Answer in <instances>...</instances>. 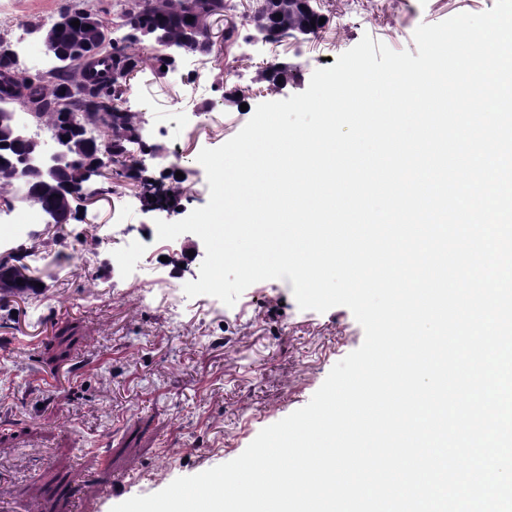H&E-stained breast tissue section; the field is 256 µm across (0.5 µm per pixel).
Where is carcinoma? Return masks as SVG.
Wrapping results in <instances>:
<instances>
[{"label":"carcinoma","instance_id":"carcinoma-1","mask_svg":"<svg viewBox=\"0 0 512 512\" xmlns=\"http://www.w3.org/2000/svg\"><path fill=\"white\" fill-rule=\"evenodd\" d=\"M123 2L118 19L129 33L120 42H113L108 22L101 19L94 45L83 48L75 41L81 28L70 25L57 33L55 44L56 51L67 55V61L35 79L22 75L14 53L0 52V113L10 112L9 97L24 95L33 103L29 120L52 127L54 139L59 142L67 138L69 169L34 186V207L46 214L51 224H68L76 219L77 209L63 203L64 198L71 197L66 188L86 182L90 174L110 164L115 166L116 175L138 183L149 200L159 193L172 202L182 194L179 185L167 186L146 175L145 167L128 160L133 144L153 154L157 147L143 142L141 113L126 110L122 98L130 75L144 63L153 60L173 66L165 46L173 43L186 53H210L205 43L209 39L207 26L210 18L224 13V0H196L200 8L197 14L184 6L185 0ZM256 6L264 21L275 29H305L314 36L323 29L319 24L311 25L313 15L294 9L289 0L276 4L258 0ZM140 44L141 51L136 49ZM89 125L98 128L100 136L83 143L76 141L75 129L84 130ZM3 153L11 160L28 153L26 135L20 128H15ZM0 261L8 269L7 274H0V302L38 294V280L24 275L25 265H15L19 257L9 255Z\"/></svg>","mask_w":512,"mask_h":512}]
</instances>
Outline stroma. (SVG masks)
<instances>
[{
	"instance_id": "stroma-1",
	"label": "stroma",
	"mask_w": 512,
	"mask_h": 512,
	"mask_svg": "<svg viewBox=\"0 0 512 512\" xmlns=\"http://www.w3.org/2000/svg\"><path fill=\"white\" fill-rule=\"evenodd\" d=\"M495 0H370L347 13L346 0H321L328 23L317 37L279 53L256 39L250 0H228L211 20L239 36L207 56L187 55L207 95L190 98L179 74L152 65L131 75L123 105L148 115V141L161 148L149 167L159 178L182 172L184 196L159 211L136 183L112 170L86 185L70 224H37L50 240L41 260L25 258L41 279L37 296L0 310V512H111L134 496L161 491L238 457L265 427L305 406L332 367L358 349L364 330L352 312L300 309L290 280L248 287L233 306L188 297L205 247L185 233L158 239L156 220L176 222L209 200L197 157L235 136L259 104L305 91L316 69L371 36L395 51H415L414 32ZM79 6L112 20L118 0H0L17 26L0 39L33 77L50 69L40 26ZM288 66L275 90L259 71ZM243 90L225 99L223 88ZM151 294L141 298L140 287ZM122 476L120 491L99 486Z\"/></svg>"
}]
</instances>
